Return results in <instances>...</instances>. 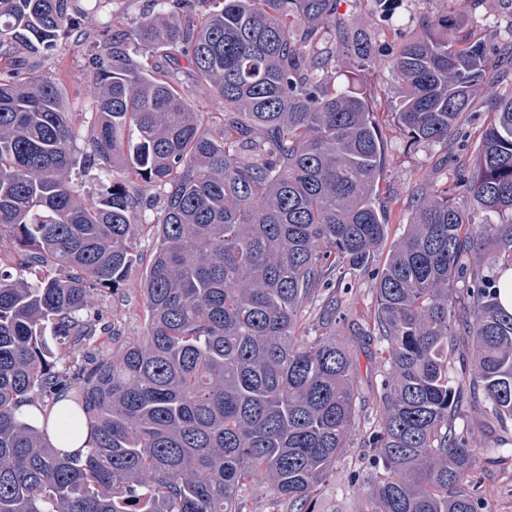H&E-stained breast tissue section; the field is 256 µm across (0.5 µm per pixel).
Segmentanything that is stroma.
Segmentation results:
<instances>
[{
	"label": "stroma",
	"instance_id": "35a3bbf8",
	"mask_svg": "<svg viewBox=\"0 0 512 512\" xmlns=\"http://www.w3.org/2000/svg\"><path fill=\"white\" fill-rule=\"evenodd\" d=\"M83 28L98 32L112 22L135 26L144 11L151 9L150 0H106L102 9H95L92 0H85ZM343 11L350 14L369 34L378 58H386L399 38L397 21L411 24L426 15L444 11L451 20L463 23L465 33L481 42L487 51L499 49L504 40L512 38V0H398L394 17H386L376 0H343ZM90 45L73 36L60 41L52 54L38 60L42 74L61 82L71 119L79 133L76 147L86 150L87 137L94 122L90 107V87L86 65ZM363 86L372 102L376 121L385 141L386 162L379 203L388 219L390 239H398L409 224L413 202L426 184L447 190L456 204L467 205L462 180L474 168L480 135L488 122V101L476 97L468 112L459 119L458 133L448 142L424 143L409 148L407 138L396 124L392 112L399 97L397 87L385 68L366 69ZM185 97L198 108L204 128L220 134L224 128L219 104L191 75L181 77ZM153 209H145V222L138 228L137 262L123 289L122 298L101 295L99 307L108 312L115 331L122 338L133 339L144 331L145 312L140 281L148 266L156 243V233L148 219ZM336 302V329L344 336L355 327L364 326L375 306V280L371 274L355 272L331 287L318 289L304 307L300 330L303 335L321 332V318L328 300ZM379 343L359 342L353 346L358 365L356 430L345 454L337 460L327 481L320 489L318 512H358L366 492L373 486L375 469L366 448L373 430L376 410L380 404L384 378L380 364ZM473 478L481 486L484 512H512V463L495 471L475 468Z\"/></svg>",
	"mask_w": 512,
	"mask_h": 512
}]
</instances>
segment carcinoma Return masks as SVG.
<instances>
[{"label": "carcinoma", "instance_id": "1", "mask_svg": "<svg viewBox=\"0 0 512 512\" xmlns=\"http://www.w3.org/2000/svg\"><path fill=\"white\" fill-rule=\"evenodd\" d=\"M344 0H153L129 29L100 31L90 55L88 151L59 84L31 58L78 29V0H0V512H239L263 483L289 512L318 490L357 424V365L299 313L335 271H375L360 336L383 344L385 378L368 438L379 475L360 512H482L477 464L512 453L456 420L467 407L512 423V94L494 97L464 184L471 208L431 186L388 242L376 205L385 144L367 93L336 84L376 66ZM224 104L214 136L183 96L180 59ZM383 66L399 87L408 143L446 142L489 87L485 47L428 15ZM97 176L82 197L72 171ZM124 172L112 178L113 169ZM164 188L140 283L143 335L122 340L97 305L119 295L136 255L144 192ZM471 262L464 263L465 257ZM469 369L449 374L454 338ZM88 447L62 453L34 405Z\"/></svg>", "mask_w": 512, "mask_h": 512}]
</instances>
